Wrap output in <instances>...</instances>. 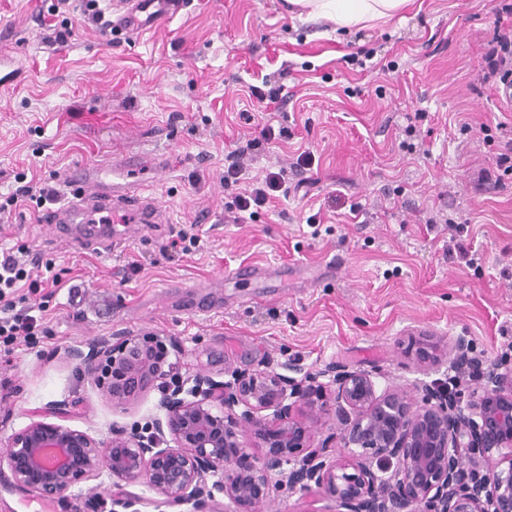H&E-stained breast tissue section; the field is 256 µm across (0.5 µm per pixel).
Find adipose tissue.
<instances>
[{
    "instance_id": "adipose-tissue-1",
    "label": "adipose tissue",
    "mask_w": 512,
    "mask_h": 512,
    "mask_svg": "<svg viewBox=\"0 0 512 512\" xmlns=\"http://www.w3.org/2000/svg\"><path fill=\"white\" fill-rule=\"evenodd\" d=\"M310 15L323 17L340 28L369 21L393 19L408 0H289Z\"/></svg>"
}]
</instances>
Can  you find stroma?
<instances>
[{
	"instance_id": "1",
	"label": "stroma",
	"mask_w": 512,
	"mask_h": 512,
	"mask_svg": "<svg viewBox=\"0 0 512 512\" xmlns=\"http://www.w3.org/2000/svg\"><path fill=\"white\" fill-rule=\"evenodd\" d=\"M40 9L0 0V200L25 170L62 189L69 169L115 155L166 153L173 168L144 185L164 223L113 225L119 244L108 253L64 244L47 207L0 222V244L59 281L25 303L31 340L0 352V439L66 406L67 425L96 439L163 421L161 391L113 405L73 357L139 334L176 341L170 359L187 395L228 366L279 370L297 359L410 388L455 373L459 342L486 365L512 355V172L493 154L512 108L477 83L493 0H411L401 19L348 30L293 16L287 0H184L151 32L112 39L74 11L71 39L53 51ZM275 87L278 101L264 107ZM244 111L275 131L248 158L250 175L304 151L312 163L289 174L288 194L237 223L224 210L234 192L224 164L255 131ZM405 210L428 223H402ZM178 232L190 244L171 259L163 247ZM452 238L467 256L449 252ZM241 265L261 277L233 279ZM214 280L224 305L209 311L203 287ZM424 336L439 360L418 362ZM127 491L141 512H185L105 473L44 500L6 469L0 512H109ZM334 508L320 490L283 487L265 512Z\"/></svg>"
}]
</instances>
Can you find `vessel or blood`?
Returning <instances> with one entry per match:
<instances>
[{"label": "vessel or blood", "instance_id": "1", "mask_svg": "<svg viewBox=\"0 0 512 512\" xmlns=\"http://www.w3.org/2000/svg\"><path fill=\"white\" fill-rule=\"evenodd\" d=\"M182 7V0H118L108 31L113 35L142 33L173 18ZM167 167V157L144 160L136 155L115 157L107 164L75 166L67 181L77 194L53 211L52 221L76 248L90 244L96 221L115 223L122 212H135L139 223H155L157 211L141 190L147 174Z\"/></svg>", "mask_w": 512, "mask_h": 512}]
</instances>
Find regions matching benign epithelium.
Listing matches in <instances>:
<instances>
[{
	"label": "benign epithelium",
	"mask_w": 512,
	"mask_h": 512,
	"mask_svg": "<svg viewBox=\"0 0 512 512\" xmlns=\"http://www.w3.org/2000/svg\"><path fill=\"white\" fill-rule=\"evenodd\" d=\"M160 342L130 336L118 352L102 345L74 356L115 405L165 391V426L147 436L115 430L100 442L61 423L62 408L57 421L35 420L4 440L0 462L13 484L52 500L107 472L183 505L211 495L207 476L218 473L215 488L244 512H260L283 484L316 486L336 512H512V358L480 371L465 402H448L443 380L422 383L418 396L401 386L380 391L369 373L350 367L336 371L329 399L320 375L299 363L287 375L227 368L228 380L203 377L187 400L170 386L175 366L155 359ZM332 412L340 427L338 451L329 454L311 440ZM257 444L267 448L261 457L252 453ZM495 456L508 467L488 468Z\"/></svg>",
	"instance_id": "7a95c632"
}]
</instances>
